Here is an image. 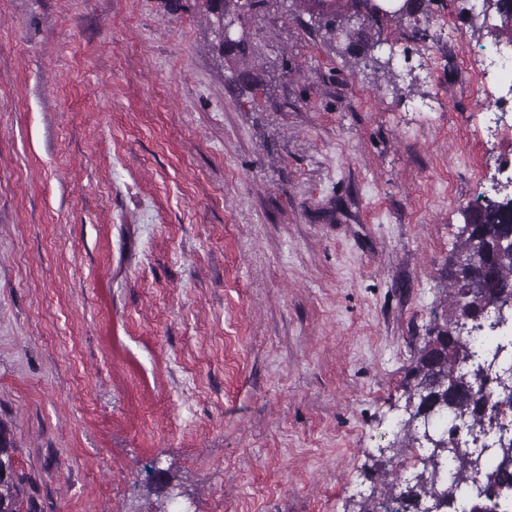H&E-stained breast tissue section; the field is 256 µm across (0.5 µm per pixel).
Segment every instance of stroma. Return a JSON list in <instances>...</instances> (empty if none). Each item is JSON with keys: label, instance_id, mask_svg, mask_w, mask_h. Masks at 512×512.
Segmentation results:
<instances>
[{"label": "stroma", "instance_id": "1", "mask_svg": "<svg viewBox=\"0 0 512 512\" xmlns=\"http://www.w3.org/2000/svg\"><path fill=\"white\" fill-rule=\"evenodd\" d=\"M428 11L385 24L388 81L303 0L227 33L205 0H0V426L28 512H360L415 483L408 370L464 207L512 180V82L475 96L456 64L512 42L467 0ZM485 105L506 125L476 176L452 133L484 144Z\"/></svg>", "mask_w": 512, "mask_h": 512}]
</instances>
